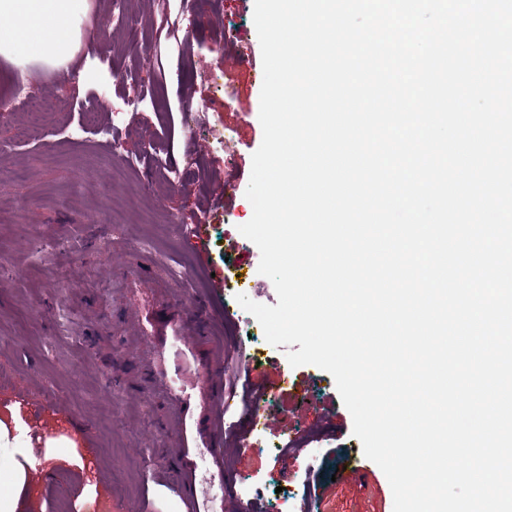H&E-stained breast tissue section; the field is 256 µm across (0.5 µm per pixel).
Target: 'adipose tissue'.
Listing matches in <instances>:
<instances>
[{
	"label": "adipose tissue",
	"instance_id": "obj_1",
	"mask_svg": "<svg viewBox=\"0 0 512 512\" xmlns=\"http://www.w3.org/2000/svg\"><path fill=\"white\" fill-rule=\"evenodd\" d=\"M90 0H0V57L19 69L72 64Z\"/></svg>",
	"mask_w": 512,
	"mask_h": 512
}]
</instances>
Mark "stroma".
Wrapping results in <instances>:
<instances>
[{
	"label": "stroma",
	"instance_id": "obj_1",
	"mask_svg": "<svg viewBox=\"0 0 512 512\" xmlns=\"http://www.w3.org/2000/svg\"><path fill=\"white\" fill-rule=\"evenodd\" d=\"M113 2L91 0L71 69L21 71L0 58V102L25 78L39 90L35 105L0 114V512H54L59 500L72 512H242L250 502L257 512H393L333 377L290 366L286 346L268 343L236 301L278 303L239 231L263 137L254 0H202L190 26L183 0H129L130 28L111 24ZM137 78L153 93L126 122ZM194 112L209 127L194 126ZM34 120V151H17ZM199 221L203 239L187 238ZM148 267L181 285L168 296L132 286ZM186 295L207 311L210 341L183 326ZM212 341L224 345L216 373ZM283 370L288 382L276 385ZM247 371L288 432L262 430L237 463L216 439L247 419ZM171 380L185 400L167 394ZM219 381L232 404L215 431ZM289 438L302 451H285ZM350 462L363 479L333 482ZM307 481L317 486L308 499ZM185 482L198 486L193 498L182 497Z\"/></svg>",
	"mask_w": 512,
	"mask_h": 512
}]
</instances>
